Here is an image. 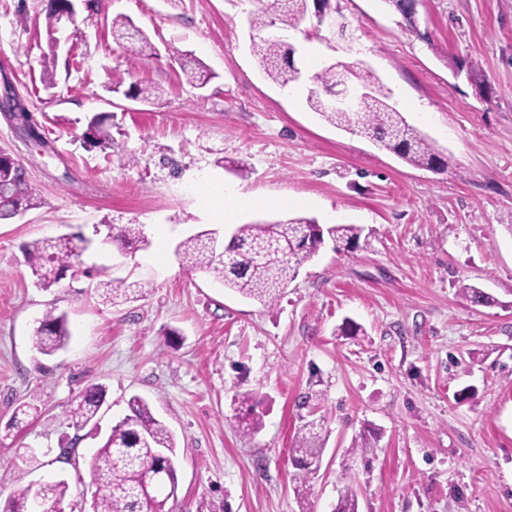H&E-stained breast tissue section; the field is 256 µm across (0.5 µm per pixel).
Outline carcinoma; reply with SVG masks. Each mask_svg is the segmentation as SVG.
Returning a JSON list of instances; mask_svg holds the SVG:
<instances>
[{"label": "carcinoma", "instance_id": "cac0c4a2", "mask_svg": "<svg viewBox=\"0 0 512 512\" xmlns=\"http://www.w3.org/2000/svg\"><path fill=\"white\" fill-rule=\"evenodd\" d=\"M62 0H48L46 26L49 42H54L55 24ZM269 10L283 26L296 28L310 12V0H271ZM269 26L266 17L258 15L250 20V27L258 36L252 48L270 78L287 86L292 77V49L279 39L265 38L261 32ZM189 82L205 84L208 76L193 58L180 62ZM352 77L369 89L354 112H338L329 105L323 93L339 86L343 73L336 65L325 66L311 76L307 89L309 107L327 122L356 132L380 143L407 163L424 168H447L450 161L439 153L425 135L410 125L391 104L392 92L370 71L354 67ZM112 116L94 115L87 124L83 140L93 147L112 148ZM12 155L0 151V221L17 216L18 210L37 206L30 192L25 170L12 167ZM112 238L134 249L144 241L136 224L112 225ZM330 238L336 248L356 249L369 245L371 234L356 224H334L323 228L306 217H290L275 222H258L238 226L224 249L211 244L210 231H202L183 240L177 246L180 260L193 269H200L224 283V287L264 304H274L284 288L293 281L302 263L312 258ZM79 235H62L51 240H36L25 246V256L44 288L57 283L63 272L75 268L74 261L81 255ZM101 297L111 302L119 297L130 298L135 289L126 285L101 282L97 287ZM464 299L474 305H486L494 299L473 286L461 289ZM71 339L66 315L49 311L35 330L33 344L44 355H52L65 348ZM106 389L100 384L87 387L69 409L72 425L86 427L102 407ZM245 409L238 417V425L247 434L260 428L250 396L237 397ZM127 414L112 425L89 465V486L94 488L95 512H170L169 500L177 496L178 479L175 458L177 445L169 428L153 414L149 403L140 396L128 400ZM322 424L311 421L307 435L291 449V459L299 470L294 493L299 503H305L311 482L318 477L324 448L319 443ZM68 483L63 480L39 484L17 479L10 498L9 512H33L39 502L44 512H65ZM335 512H359L358 496L353 486L346 484L339 491Z\"/></svg>", "mask_w": 512, "mask_h": 512}]
</instances>
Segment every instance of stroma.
Here are the masks:
<instances>
[{"instance_id": "obj_1", "label": "stroma", "mask_w": 512, "mask_h": 512, "mask_svg": "<svg viewBox=\"0 0 512 512\" xmlns=\"http://www.w3.org/2000/svg\"><path fill=\"white\" fill-rule=\"evenodd\" d=\"M46 5L0 0V83L53 146L0 115V149L38 200L0 223V512L19 448L40 455L32 479H66L71 512H93L88 465L134 395L176 437L173 512H299L290 450L313 419L324 452L310 512H332L347 483L359 512H512V0H423L414 34L386 0H331L350 43L312 18L263 31L294 47L298 68L373 69L451 159L445 170L325 122L304 82L269 79L248 25L268 0H78L53 52ZM119 14L148 36L142 54L125 53ZM186 53L205 85L187 82ZM134 83L160 100L126 98ZM102 112L105 150L82 141ZM227 186L258 200L239 223L358 224L370 244L325 242L275 304L243 297L175 254L199 231L233 232L198 197ZM109 224L139 225L146 248L106 241ZM63 234L86 240L93 274L42 289L23 247ZM112 280L137 284V298L103 303L96 286ZM466 286L492 304L464 300ZM50 310L67 315L71 340L46 356L32 336ZM348 318L358 335L338 334ZM93 384L106 388L98 424L75 429L69 406ZM239 393L253 397L255 435L238 428ZM24 402L37 414L12 425Z\"/></svg>"}]
</instances>
